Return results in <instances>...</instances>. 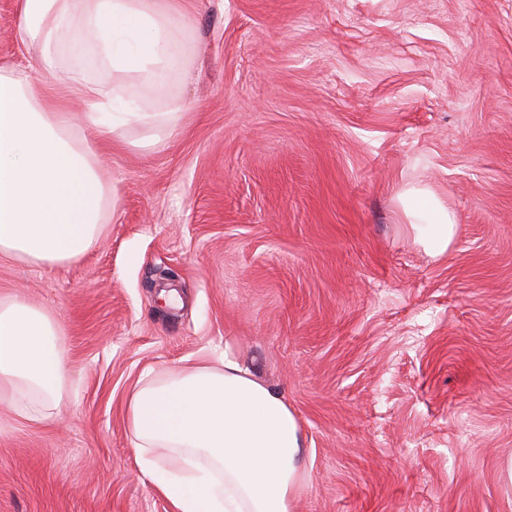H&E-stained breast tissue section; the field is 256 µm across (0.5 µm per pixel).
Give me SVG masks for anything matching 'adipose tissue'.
Here are the masks:
<instances>
[{
  "mask_svg": "<svg viewBox=\"0 0 512 512\" xmlns=\"http://www.w3.org/2000/svg\"><path fill=\"white\" fill-rule=\"evenodd\" d=\"M186 16L182 0H21L15 37L38 54L29 70L0 66V255L53 267L79 260L101 238L110 191L92 140L138 128L154 145L177 126L181 99L156 102L131 87L184 84ZM74 100L83 112L71 110ZM407 200L419 240L446 251L450 213L417 190ZM67 383L55 318L0 297V402L9 420L59 417ZM126 422L141 474L174 512H295L298 420L282 395L229 356L143 376Z\"/></svg>",
  "mask_w": 512,
  "mask_h": 512,
  "instance_id": "adipose-tissue-1",
  "label": "adipose tissue"
}]
</instances>
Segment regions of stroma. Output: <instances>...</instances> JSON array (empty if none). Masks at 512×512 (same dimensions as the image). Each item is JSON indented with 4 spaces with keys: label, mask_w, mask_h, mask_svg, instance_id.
Here are the masks:
<instances>
[{
    "label": "stroma",
    "mask_w": 512,
    "mask_h": 512,
    "mask_svg": "<svg viewBox=\"0 0 512 512\" xmlns=\"http://www.w3.org/2000/svg\"><path fill=\"white\" fill-rule=\"evenodd\" d=\"M18 20L0 0L1 66L35 56ZM188 28L178 125L96 145L105 236L0 256L74 380L58 419L0 434V512H171L127 398L225 353L299 421L297 512H512V0H193ZM412 189L454 217L443 254Z\"/></svg>",
    "instance_id": "stroma-1"
}]
</instances>
